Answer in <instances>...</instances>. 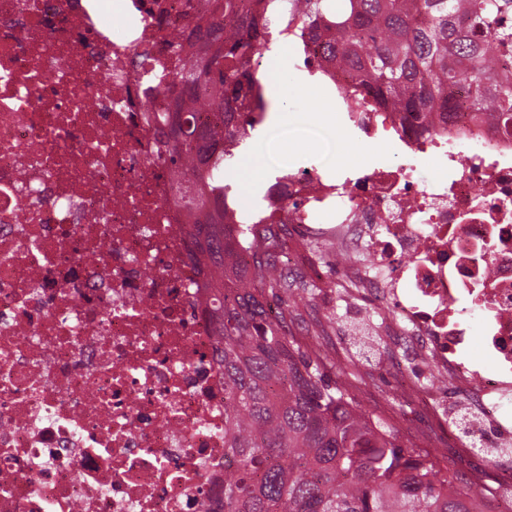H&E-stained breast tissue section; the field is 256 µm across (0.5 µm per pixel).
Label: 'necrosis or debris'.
<instances>
[{
	"label": "necrosis or debris",
	"instance_id": "1",
	"mask_svg": "<svg viewBox=\"0 0 512 512\" xmlns=\"http://www.w3.org/2000/svg\"><path fill=\"white\" fill-rule=\"evenodd\" d=\"M186 0H0V512H204L224 496V371L189 218L144 115ZM435 133L350 99L408 158L277 173L230 224L345 251L351 292L512 445V133L465 92ZM430 158L438 174L415 178ZM481 340L486 362L471 358Z\"/></svg>",
	"mask_w": 512,
	"mask_h": 512
}]
</instances>
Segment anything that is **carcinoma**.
<instances>
[{"instance_id": "carcinoma-1", "label": "carcinoma", "mask_w": 512, "mask_h": 512, "mask_svg": "<svg viewBox=\"0 0 512 512\" xmlns=\"http://www.w3.org/2000/svg\"><path fill=\"white\" fill-rule=\"evenodd\" d=\"M200 15L183 53L174 107L161 124L160 157L184 180L192 216L188 257L200 265L212 302L205 308L224 367V505L221 512H494L495 496L443 468L428 450H404L392 431L328 382L320 353L273 316L268 296L314 295L315 285L280 261L284 224H226L225 172L234 144L263 123L270 101L248 62L267 19L243 14L241 0H195ZM304 66L317 54L351 75L352 96L427 116L450 112L466 90L475 111L512 126V0H295ZM219 102L203 125L199 102Z\"/></svg>"}]
</instances>
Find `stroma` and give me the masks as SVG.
Returning <instances> with one entry per match:
<instances>
[{"label": "stroma", "instance_id": "obj_1", "mask_svg": "<svg viewBox=\"0 0 512 512\" xmlns=\"http://www.w3.org/2000/svg\"><path fill=\"white\" fill-rule=\"evenodd\" d=\"M280 73L289 112L314 114L321 111L324 102L336 99L335 93L315 88L313 76L303 67L298 46H291ZM335 122L332 131L318 122L282 123L280 134L299 145L289 154V162L298 168H313L317 175L331 180L352 172L406 163L395 140L380 135L367 137L347 123L341 112L336 113ZM256 135L260 144L240 157L233 173L235 200L243 204L256 200L264 190L274 175L272 165L277 160L263 142L264 130H257ZM340 155L346 157V164L337 163ZM288 247L292 271L316 278L319 289L311 298H282L281 305L291 313L294 335L325 357L329 380L346 386L363 412L385 422L402 448L430 450L442 466L487 490L497 491L505 477L512 475V455L491 461L484 451L461 444L450 417L465 403L455 393L430 403L400 385L399 371L412 364L410 349L395 340L358 336L357 319L375 313L376 308L365 296L354 303L345 301V281L331 248L320 252L310 249L295 224L288 227Z\"/></svg>", "mask_w": 512, "mask_h": 512}]
</instances>
